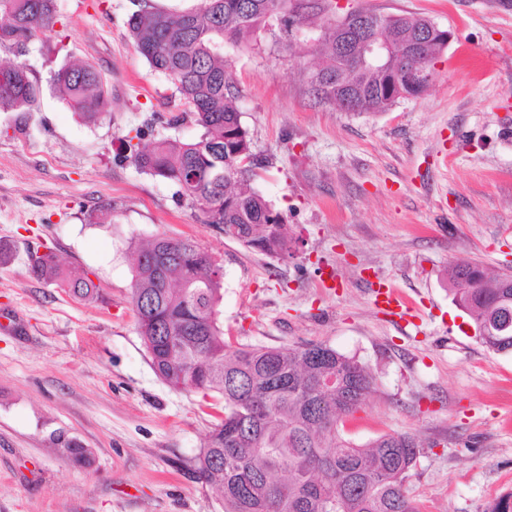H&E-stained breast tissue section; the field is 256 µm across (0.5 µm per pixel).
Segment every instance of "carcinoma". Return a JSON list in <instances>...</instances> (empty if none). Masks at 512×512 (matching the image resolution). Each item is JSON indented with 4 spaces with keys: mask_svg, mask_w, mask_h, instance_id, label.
Listing matches in <instances>:
<instances>
[{
    "mask_svg": "<svg viewBox=\"0 0 512 512\" xmlns=\"http://www.w3.org/2000/svg\"><path fill=\"white\" fill-rule=\"evenodd\" d=\"M199 0L187 10L152 5L128 27L136 50L176 87L184 114L202 129L192 142L163 137L129 146L142 172L176 187L178 198L197 209L203 223L224 236L281 258L291 239L273 204L253 186L251 154L224 64V41L250 43L280 15L298 24L322 22L324 70L330 84L317 90L323 104L357 114L388 111L399 99L417 96L428 84L415 80L422 66L435 68L447 47L421 39L430 19L410 13L364 22L336 15L332 0ZM58 22L55 0H0V47L19 49ZM414 49L393 55V78L375 62H362L363 42L374 36ZM59 97L79 116L96 120L107 111L105 83L87 62H73L53 75ZM41 94L23 64L0 66V111L32 112ZM130 302L138 332L156 375L174 389L202 399L219 398L224 416L197 456V472L214 485L224 512H419L406 482L418 444L407 433L384 434L358 445L342 434L344 420L365 402L374 378L355 358L324 344L295 347H232L216 314L224 273L191 238L157 237L132 248ZM37 279L68 289L78 299L97 295L84 274H63L50 250L30 256ZM448 282L453 299L470 316L488 348L512 349V327L498 315L512 309V283L489 277L478 265L457 263ZM62 456L84 466L91 452L75 439L61 441Z\"/></svg>",
    "mask_w": 512,
    "mask_h": 512,
    "instance_id": "cac0c4a2",
    "label": "carcinoma"
}]
</instances>
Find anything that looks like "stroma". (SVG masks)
Masks as SVG:
<instances>
[{
    "instance_id": "stroma-1",
    "label": "stroma",
    "mask_w": 512,
    "mask_h": 512,
    "mask_svg": "<svg viewBox=\"0 0 512 512\" xmlns=\"http://www.w3.org/2000/svg\"><path fill=\"white\" fill-rule=\"evenodd\" d=\"M148 1L197 2L57 0V24L25 54L0 48V66L26 64L43 88L27 120L0 112V244L11 250L0 262V512H224L196 471L216 412L154 373L130 303L128 247L157 236L193 237L222 265L219 320L232 344L321 343L373 374L343 434L412 435L407 486L421 512H490L512 492V352L474 335L448 270L512 274V0H350L452 33L428 90L377 114L315 104V27L277 22L251 45L225 43L254 187L294 239L284 260L202 223L171 183L120 153L136 136L201 135L133 45L128 19ZM72 61L105 80L108 110L95 121L51 89ZM106 203L111 221L88 223ZM49 249L88 274L97 300L30 274L31 253ZM330 269L328 294L319 280ZM374 275L414 302L415 326L377 313ZM60 433L93 449L91 467L57 452Z\"/></svg>"
}]
</instances>
